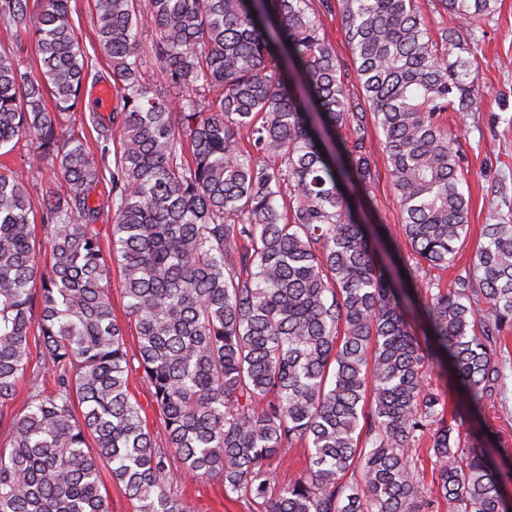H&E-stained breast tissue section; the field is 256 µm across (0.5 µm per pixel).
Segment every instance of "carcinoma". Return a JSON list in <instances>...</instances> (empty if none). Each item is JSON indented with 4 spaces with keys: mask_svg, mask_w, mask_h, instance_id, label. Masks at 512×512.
Returning <instances> with one entry per match:
<instances>
[{
    "mask_svg": "<svg viewBox=\"0 0 512 512\" xmlns=\"http://www.w3.org/2000/svg\"><path fill=\"white\" fill-rule=\"evenodd\" d=\"M72 0H0L34 39L40 74L0 50V149L25 141L24 184L0 164V512H109L101 470L134 512H188L175 474L216 480L269 512H512L494 449L460 446L456 411L424 385L448 364L480 408L503 386L512 224H487L455 287L414 286L358 217L381 129L412 256L453 262L467 234L465 153L438 115L479 82L463 30L496 0H96L95 41L116 104L82 109L95 68ZM336 12L369 112L357 110L320 13ZM152 32L150 46L138 38ZM158 68L169 93L145 80ZM114 211L103 247L101 210ZM49 236L42 265L34 224ZM119 262L157 445L130 392L125 328L106 283ZM40 287H35V284ZM421 308L420 343L405 300ZM308 450L270 495L267 461Z\"/></svg>",
    "mask_w": 512,
    "mask_h": 512,
    "instance_id": "cac0c4a2",
    "label": "carcinoma"
}]
</instances>
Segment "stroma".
I'll list each match as a JSON object with an SVG mask.
<instances>
[{"label": "stroma", "mask_w": 512, "mask_h": 512, "mask_svg": "<svg viewBox=\"0 0 512 512\" xmlns=\"http://www.w3.org/2000/svg\"><path fill=\"white\" fill-rule=\"evenodd\" d=\"M471 36L478 45L477 63L480 85L474 105L466 112H447L445 121L457 134L466 160L463 164L462 190L469 198V231L454 265L448 269L418 267L416 285L428 282L452 287L457 275L468 272L474 252L482 242V228L501 220L512 222V0H498L495 14L473 28ZM372 178L368 213L374 223L386 225L400 254H408V243L399 228V203L383 151V135L371 131ZM504 388L494 400L485 402L481 411L469 413L464 396L455 393L449 376L432 370L428 388L447 398L449 406L458 407L465 418L461 427L463 443L491 437L500 449L498 468L506 475L505 489L512 497V361L505 369ZM172 489L182 499L188 512H267L263 500L242 506L225 499L219 482L175 479Z\"/></svg>", "instance_id": "stroma-1"}]
</instances>
